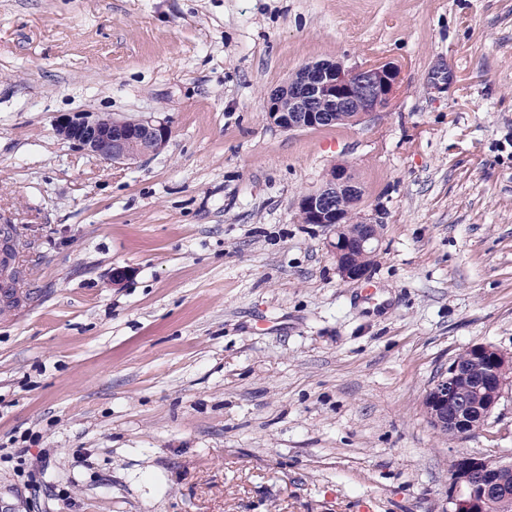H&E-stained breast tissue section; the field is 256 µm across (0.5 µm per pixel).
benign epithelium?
I'll return each mask as SVG.
<instances>
[{"label":"benign epithelium","instance_id":"7a95c632","mask_svg":"<svg viewBox=\"0 0 512 512\" xmlns=\"http://www.w3.org/2000/svg\"><path fill=\"white\" fill-rule=\"evenodd\" d=\"M401 82L400 68L381 61L357 69H347L336 62H317L299 68L285 90L274 91L267 101V118L278 127L292 131L336 123L339 113L352 114L360 121L389 107ZM58 136L97 159L133 165L146 155L158 153L169 137V127L153 117L116 119L93 112H72L58 117ZM360 188L347 167H334L324 186L305 194L299 201V213L309 224H327L336 233L329 247L336 257V268L346 280L368 277V268L354 258L372 257L380 242V225L356 222L357 234L343 232L348 208L347 197L356 198ZM468 359L483 358L490 363L487 375L497 383L490 398L483 397L480 386L472 387ZM512 368L508 356L490 344H473L458 353L445 374L430 388L424 407L431 425L452 439L471 436L473 426L492 416L506 382L501 373ZM459 466L451 473L448 512H485L512 493L498 479L488 474L481 455L458 456Z\"/></svg>","mask_w":512,"mask_h":512}]
</instances>
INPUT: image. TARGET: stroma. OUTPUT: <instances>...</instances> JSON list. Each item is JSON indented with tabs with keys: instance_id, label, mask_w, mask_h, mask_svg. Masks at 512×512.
<instances>
[{
	"instance_id": "35a3bbf8",
	"label": "stroma",
	"mask_w": 512,
	"mask_h": 512,
	"mask_svg": "<svg viewBox=\"0 0 512 512\" xmlns=\"http://www.w3.org/2000/svg\"><path fill=\"white\" fill-rule=\"evenodd\" d=\"M323 60L399 92L272 124ZM69 112L170 136L116 167ZM339 163L380 225L362 282L299 217ZM6 221L0 512H448L458 454L512 458V382L467 439L423 407L469 345L512 355V0H0ZM15 262L14 258L0 251V310L10 312L15 310L19 304L13 303L19 298V288H16L10 269Z\"/></svg>"
}]
</instances>
